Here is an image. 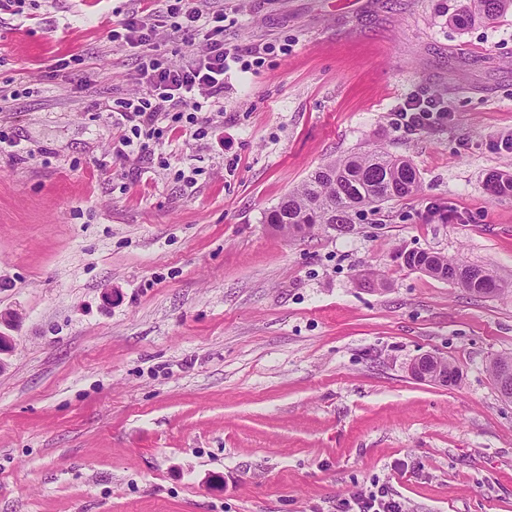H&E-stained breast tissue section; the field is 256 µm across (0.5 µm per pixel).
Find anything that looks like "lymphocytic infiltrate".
Here are the masks:
<instances>
[{
    "label": "lymphocytic infiltrate",
    "instance_id": "1",
    "mask_svg": "<svg viewBox=\"0 0 512 512\" xmlns=\"http://www.w3.org/2000/svg\"><path fill=\"white\" fill-rule=\"evenodd\" d=\"M204 7L205 0H168V13L175 20L172 31L191 48L189 57L182 62L158 58L156 31L137 16H129L120 30L111 31L112 40L123 39L142 49L139 74L146 91L120 101L112 113L115 125L125 131L120 145L128 151L149 149L162 113L181 112L188 102L195 111H202L205 100L223 94L224 77L232 65L242 62V49L226 42L223 26L203 29L200 20ZM396 114L404 127L415 129L447 117L448 108L437 97H412L398 105Z\"/></svg>",
    "mask_w": 512,
    "mask_h": 512
}]
</instances>
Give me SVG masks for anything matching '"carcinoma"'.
Masks as SVG:
<instances>
[{
    "mask_svg": "<svg viewBox=\"0 0 512 512\" xmlns=\"http://www.w3.org/2000/svg\"><path fill=\"white\" fill-rule=\"evenodd\" d=\"M512 10V0H469L465 14L456 19L464 26L490 22ZM419 187L417 172L404 159L375 149L338 158L312 171L295 191L265 215L264 223L289 236L316 226L342 231L352 223V213L394 198L406 197ZM494 194L512 193V174L496 172L487 180ZM403 263L468 290L475 296L506 292L484 268L450 260L426 251L402 255Z\"/></svg>",
    "mask_w": 512,
    "mask_h": 512,
    "instance_id": "carcinoma-1",
    "label": "carcinoma"
}]
</instances>
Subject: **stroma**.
Instances as JSON below:
<instances>
[{
	"instance_id": "stroma-1",
	"label": "stroma",
	"mask_w": 512,
	"mask_h": 512,
	"mask_svg": "<svg viewBox=\"0 0 512 512\" xmlns=\"http://www.w3.org/2000/svg\"><path fill=\"white\" fill-rule=\"evenodd\" d=\"M465 0H209L225 40L287 45L224 81L215 135L159 123L114 156L138 49L109 33L165 0H26L0 16V512H512V295L406 267L436 252L512 285V10ZM68 66L56 70L57 60ZM437 96L446 122L400 126ZM419 175L350 231L265 213L330 160ZM453 363V387L411 361ZM465 14L456 19L464 26L476 22H490L512 10V0H469ZM396 115L401 125L416 129L425 127L434 118H447L448 107L444 101L437 97L420 99L416 97L406 98L397 107ZM441 364V360L436 356L423 354L410 363L409 369L416 378L429 381L430 375H435L442 370ZM346 512H404L401 502L395 500L387 490L366 495L355 494L345 502Z\"/></svg>"
}]
</instances>
